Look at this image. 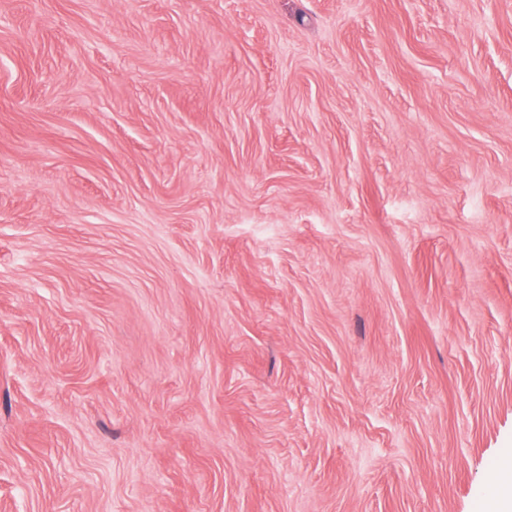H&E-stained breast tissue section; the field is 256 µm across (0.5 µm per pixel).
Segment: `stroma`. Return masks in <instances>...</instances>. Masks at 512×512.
Segmentation results:
<instances>
[{"mask_svg": "<svg viewBox=\"0 0 512 512\" xmlns=\"http://www.w3.org/2000/svg\"><path fill=\"white\" fill-rule=\"evenodd\" d=\"M512 458V0H0V512H483Z\"/></svg>", "mask_w": 512, "mask_h": 512, "instance_id": "35a3bbf8", "label": "stroma"}]
</instances>
